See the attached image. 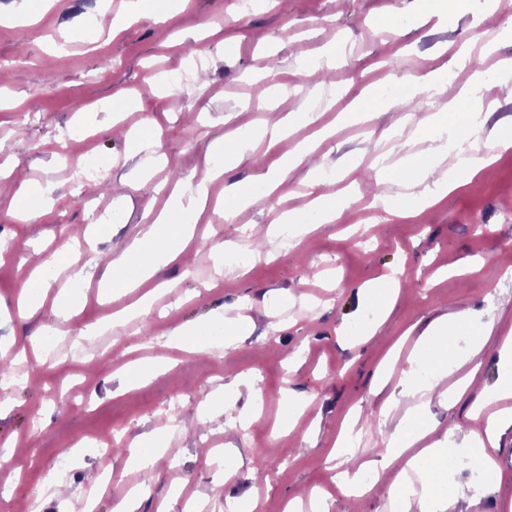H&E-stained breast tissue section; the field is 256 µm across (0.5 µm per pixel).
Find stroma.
Returning <instances> with one entry per match:
<instances>
[{
  "label": "stroma",
  "instance_id": "1",
  "mask_svg": "<svg viewBox=\"0 0 512 512\" xmlns=\"http://www.w3.org/2000/svg\"><path fill=\"white\" fill-rule=\"evenodd\" d=\"M171 7L161 22L122 15L112 0H52L38 17L0 26V63L10 64L0 89V190L16 191L25 181L53 189L49 206L28 221L14 219L8 199H0V344L23 351L13 364L10 406L0 411V445L15 441L18 462L15 477L0 481V512H28L47 471L75 448L71 497L81 498L88 475L106 467L115 481L99 496L97 512H113L128 483L140 477L129 450L151 456L148 441L172 402L185 430L169 435L175 453L157 462L161 477L136 512H162L173 496L182 502L254 497L257 512H285L291 499L312 490L328 512H395L386 481L353 503L331 450L354 415L385 416L389 432L401 424L412 399L400 390L412 382L413 360L429 356L418 344L427 329L452 327L463 312L472 333L489 324L498 334L512 331V277L503 274L512 248V150L479 182L426 206L396 184L382 192L377 181L356 183L348 173L353 166L374 172L382 153L390 165L433 158L434 146L407 134L374 150L384 129L402 125L401 109L375 111L353 125L338 124L337 115L365 88L402 90L425 70L455 80L450 45L497 36L512 24V5L481 21L468 14L439 27L424 23L425 0H251L247 6L171 0ZM340 43L346 50L335 69L318 72L324 49ZM104 57L110 70L99 67ZM181 72L190 82L171 85L170 75ZM259 83L265 86L260 96L254 93ZM119 98L125 104L115 116ZM303 101L315 122L293 127L283 146L258 139L269 108L285 115ZM132 115L161 131L159 158L146 167L110 126ZM326 127L334 133L319 141L316 159L338 176L322 187L341 196L335 220L299 224L288 243L272 234L253 252L241 227L278 225L285 214L308 211L312 173L306 164L295 168L270 195L257 175L276 167L285 147L318 141ZM235 135L254 139L255 153L252 162L228 170L213 146ZM209 167L250 185L256 201L230 219L211 202L195 215L190 269L168 265L135 292L106 299L104 267L75 289L72 269L58 267L40 303L20 309V290L36 259L59 252L71 232H93L99 251L119 256L148 231L150 213L167 205L176 186L172 171L185 177ZM81 168L103 170L107 187L76 199L71 189ZM382 201L393 212L378 224ZM215 244L223 245L226 260L245 257L241 272L215 277L204 258ZM385 274L396 278L399 291L378 334L365 341L370 313L358 290ZM161 279L172 281L174 292L157 291ZM148 292V316L106 325L109 315ZM235 307L247 316L248 330L235 345L215 347L224 311ZM93 323L99 329L83 343L82 357L71 356L80 328ZM183 326L202 328L211 352L162 351L161 341ZM49 348L55 359L46 356ZM164 352L173 361L168 371L124 391L123 365L149 363ZM466 374L461 368L444 379L429 405L436 427L430 441L453 449L458 460L448 483L468 489L467 499L447 512H512V426L495 452L498 475L480 478L469 451L468 404L451 407L440 396ZM237 377L244 385L210 406L212 392ZM255 406L262 419L240 430L238 417ZM291 415L297 423L290 430L283 421ZM381 431L363 430V460L378 458ZM115 443L122 453H112ZM209 446L224 450L225 468L204 455ZM260 456L267 467L259 474Z\"/></svg>",
  "mask_w": 512,
  "mask_h": 512
}]
</instances>
